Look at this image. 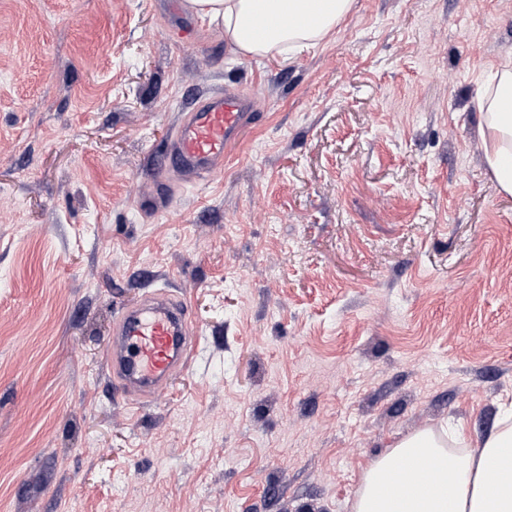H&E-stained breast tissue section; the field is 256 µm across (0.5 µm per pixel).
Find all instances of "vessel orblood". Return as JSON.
I'll return each instance as SVG.
<instances>
[{"label": "vessel or blood", "instance_id": "1", "mask_svg": "<svg viewBox=\"0 0 512 512\" xmlns=\"http://www.w3.org/2000/svg\"><path fill=\"white\" fill-rule=\"evenodd\" d=\"M256 119L248 98L237 89L208 96L180 117L174 136L159 153L160 163L192 182L213 177L223 168L227 148ZM197 342L187 303L152 290L118 311L104 366L116 390L139 405L186 371Z\"/></svg>", "mask_w": 512, "mask_h": 512}]
</instances>
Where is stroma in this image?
Segmentation results:
<instances>
[{
    "label": "stroma",
    "instance_id": "35a3bbf8",
    "mask_svg": "<svg viewBox=\"0 0 512 512\" xmlns=\"http://www.w3.org/2000/svg\"><path fill=\"white\" fill-rule=\"evenodd\" d=\"M512 0H354L288 62L184 0H0V512H352L401 438L512 399V195L477 75ZM235 88L187 183L154 153ZM173 283L200 350L148 405L102 363ZM249 99L235 88L198 101L179 119L172 139L159 152L162 167L195 182L223 169L224 153L256 122Z\"/></svg>",
    "mask_w": 512,
    "mask_h": 512
}]
</instances>
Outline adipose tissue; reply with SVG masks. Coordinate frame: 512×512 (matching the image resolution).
<instances>
[{
    "mask_svg": "<svg viewBox=\"0 0 512 512\" xmlns=\"http://www.w3.org/2000/svg\"><path fill=\"white\" fill-rule=\"evenodd\" d=\"M238 54L288 56L319 45L350 12L352 0H186ZM512 67L483 80L478 108L485 158L499 189L512 195ZM498 470V481L485 478ZM399 476L403 492L388 490ZM352 512H512V402L493 430L461 448L426 428L408 435L365 470Z\"/></svg>",
    "mask_w": 512,
    "mask_h": 512,
    "instance_id": "1",
    "label": "adipose tissue"
}]
</instances>
